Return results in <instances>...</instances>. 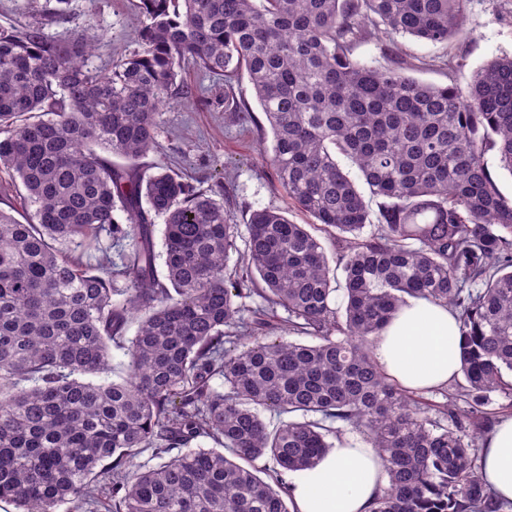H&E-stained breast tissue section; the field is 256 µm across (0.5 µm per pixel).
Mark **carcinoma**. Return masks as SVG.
<instances>
[{"instance_id":"carcinoma-1","label":"carcinoma","mask_w":512,"mask_h":512,"mask_svg":"<svg viewBox=\"0 0 512 512\" xmlns=\"http://www.w3.org/2000/svg\"><path fill=\"white\" fill-rule=\"evenodd\" d=\"M469 3L141 0L142 49L103 74L87 36L46 33L20 0L27 20L0 27V169L34 211L0 209V502L83 512L107 490V512H290L289 486L255 461L309 468L340 423L383 462L370 512H512L474 461L490 394L512 398V200L485 160L496 151L512 174V56L463 92L351 53L371 28L446 43ZM186 60L247 72L272 133L266 164L332 239L335 266L281 210L251 211L241 249L224 204L169 168L142 171ZM339 155L383 199L377 221ZM408 296L460 323L465 385L436 409L371 354ZM279 308L312 342L266 335ZM113 348L123 377L94 381ZM265 410L289 419L271 430ZM146 450L162 462L133 466Z\"/></svg>"}]
</instances>
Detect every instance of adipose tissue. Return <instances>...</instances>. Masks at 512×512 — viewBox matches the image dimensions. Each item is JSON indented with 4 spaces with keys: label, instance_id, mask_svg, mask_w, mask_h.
<instances>
[{
    "label": "adipose tissue",
    "instance_id": "obj_1",
    "mask_svg": "<svg viewBox=\"0 0 512 512\" xmlns=\"http://www.w3.org/2000/svg\"><path fill=\"white\" fill-rule=\"evenodd\" d=\"M462 342L459 323L448 306L415 296L380 332L373 357L405 389L432 390L459 375ZM478 465L491 491L512 501V415L500 418L489 432ZM384 484L374 449L349 439L295 478L294 512H369Z\"/></svg>",
    "mask_w": 512,
    "mask_h": 512
}]
</instances>
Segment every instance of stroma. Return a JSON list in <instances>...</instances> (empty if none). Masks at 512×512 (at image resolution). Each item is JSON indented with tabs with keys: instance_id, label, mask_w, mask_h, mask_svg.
<instances>
[{
	"instance_id": "1",
	"label": "stroma",
	"mask_w": 512,
	"mask_h": 512,
	"mask_svg": "<svg viewBox=\"0 0 512 512\" xmlns=\"http://www.w3.org/2000/svg\"><path fill=\"white\" fill-rule=\"evenodd\" d=\"M140 18V0H69L66 20L48 31L69 38L94 23L92 62L105 72L121 56L138 50ZM466 28L465 37L447 44L411 37L393 44L376 33L357 41L352 51L365 64L380 66L395 58L410 77L464 90L489 60L512 55V0H472ZM178 80L182 92L163 106L159 147L143 158V167L161 163L199 190L221 192L230 223L245 225L251 210L265 207L285 211L295 223H308V216L288 201L274 171L262 162L264 140L271 132L247 75L228 83L185 63ZM238 104L248 108L251 122L238 121Z\"/></svg>"
}]
</instances>
